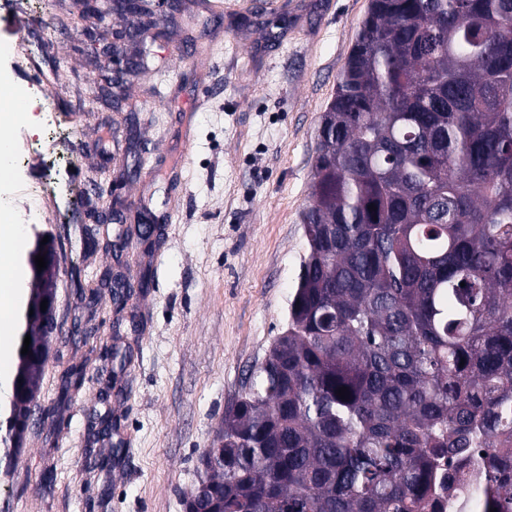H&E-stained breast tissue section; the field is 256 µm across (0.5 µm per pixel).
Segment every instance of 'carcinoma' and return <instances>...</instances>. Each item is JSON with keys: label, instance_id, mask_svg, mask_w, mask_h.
Segmentation results:
<instances>
[{"label": "carcinoma", "instance_id": "cac0c4a2", "mask_svg": "<svg viewBox=\"0 0 512 512\" xmlns=\"http://www.w3.org/2000/svg\"><path fill=\"white\" fill-rule=\"evenodd\" d=\"M313 170L288 327L184 502L425 512L442 467L512 442V0H371Z\"/></svg>", "mask_w": 512, "mask_h": 512}]
</instances>
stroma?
Instances as JSON below:
<instances>
[{"instance_id":"obj_1","label":"stroma","mask_w":512,"mask_h":512,"mask_svg":"<svg viewBox=\"0 0 512 512\" xmlns=\"http://www.w3.org/2000/svg\"><path fill=\"white\" fill-rule=\"evenodd\" d=\"M212 2L96 25L86 0H0V88L31 106L4 132L23 164L0 177V210L21 250L40 229L58 252L57 329L0 512H184L288 326L321 116L370 0H223L219 22ZM150 20L163 37L123 44L143 65L100 88L104 35Z\"/></svg>"}]
</instances>
